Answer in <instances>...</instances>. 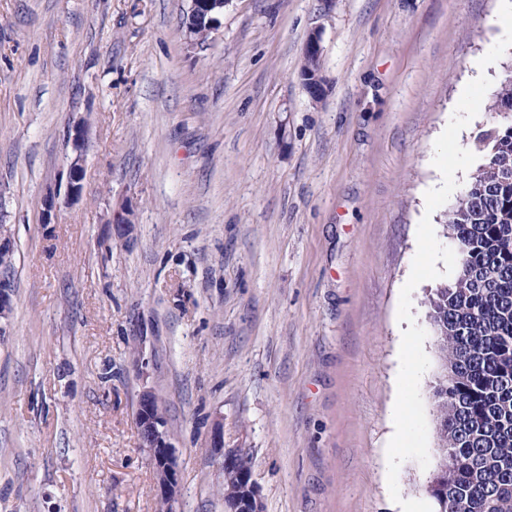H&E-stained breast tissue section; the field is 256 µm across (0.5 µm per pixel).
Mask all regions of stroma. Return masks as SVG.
I'll list each match as a JSON object with an SVG mask.
<instances>
[{
	"label": "stroma",
	"mask_w": 512,
	"mask_h": 512,
	"mask_svg": "<svg viewBox=\"0 0 512 512\" xmlns=\"http://www.w3.org/2000/svg\"><path fill=\"white\" fill-rule=\"evenodd\" d=\"M500 4L228 0L194 45L191 0H0V512H161L146 390L172 434L174 512H225L217 423L262 512H402L399 295L423 215L453 245L448 206L426 210L434 142L504 35ZM316 29L317 102L299 80ZM447 282L412 293L429 466L401 464L406 500L429 501L439 463L426 299ZM72 136V151L75 154L69 167L68 190L72 196H78L81 190V181L83 177V167L81 164L82 152L84 149L86 130L83 125H77L74 128Z\"/></svg>",
	"instance_id": "35a3bbf8"
}]
</instances>
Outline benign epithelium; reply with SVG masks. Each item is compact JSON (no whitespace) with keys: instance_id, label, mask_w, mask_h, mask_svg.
Returning <instances> with one entry per match:
<instances>
[{"instance_id":"obj_1","label":"benign epithelium","mask_w":512,"mask_h":512,"mask_svg":"<svg viewBox=\"0 0 512 512\" xmlns=\"http://www.w3.org/2000/svg\"><path fill=\"white\" fill-rule=\"evenodd\" d=\"M227 2L228 0H191L189 19L209 16L216 22L218 21V15L224 12V6ZM321 56V32L314 30L307 37L303 57H312L318 60ZM302 85L311 100L318 101L323 96V80L320 73L317 72L302 77ZM85 138L86 130L84 126H76L72 136V151L75 157L70 163L68 182L69 194L72 196L79 195L81 190L83 177L81 160ZM137 420L143 447L149 450L150 463L155 473L160 499L169 506L175 499L177 486L173 444L167 421L154 393L145 391L141 394L137 407ZM211 447L214 448L218 456V464L222 468L230 464L239 454L237 450H224V431L219 425L215 427L212 434ZM245 481L244 499L226 500L229 512H260L257 489L252 481V476H247Z\"/></svg>"}]
</instances>
